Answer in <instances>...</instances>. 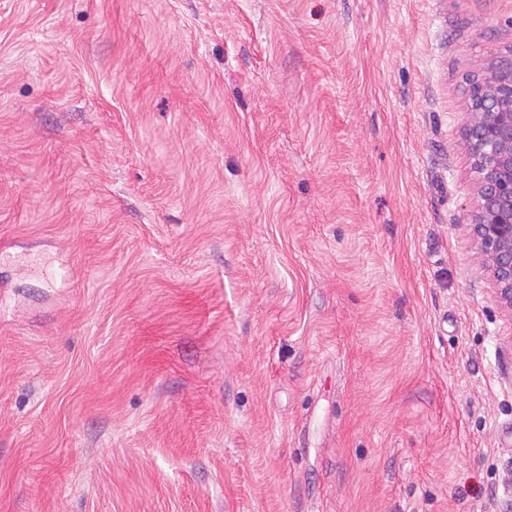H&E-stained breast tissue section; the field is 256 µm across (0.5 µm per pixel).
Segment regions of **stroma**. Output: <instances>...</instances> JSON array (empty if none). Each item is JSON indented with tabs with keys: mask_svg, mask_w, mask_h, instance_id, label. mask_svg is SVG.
<instances>
[{
	"mask_svg": "<svg viewBox=\"0 0 512 512\" xmlns=\"http://www.w3.org/2000/svg\"><path fill=\"white\" fill-rule=\"evenodd\" d=\"M493 48L512 0H0V512H499ZM500 54L467 83L460 132L476 192L462 226L479 280L512 322V49Z\"/></svg>",
	"mask_w": 512,
	"mask_h": 512,
	"instance_id": "35a3bbf8",
	"label": "stroma"
}]
</instances>
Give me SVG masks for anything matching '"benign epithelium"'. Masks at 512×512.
<instances>
[{"mask_svg":"<svg viewBox=\"0 0 512 512\" xmlns=\"http://www.w3.org/2000/svg\"><path fill=\"white\" fill-rule=\"evenodd\" d=\"M460 132L475 196L463 231L471 260L512 322V51L495 52L468 79Z\"/></svg>","mask_w":512,"mask_h":512,"instance_id":"benign-epithelium-1","label":"benign epithelium"}]
</instances>
